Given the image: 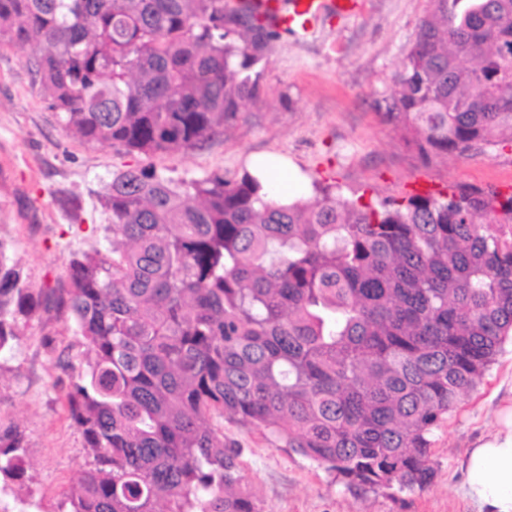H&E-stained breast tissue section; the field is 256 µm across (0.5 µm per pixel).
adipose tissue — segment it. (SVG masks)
Segmentation results:
<instances>
[{"label":"adipose tissue","instance_id":"1","mask_svg":"<svg viewBox=\"0 0 512 512\" xmlns=\"http://www.w3.org/2000/svg\"><path fill=\"white\" fill-rule=\"evenodd\" d=\"M501 423L468 453L464 494L479 512H512V406L502 410Z\"/></svg>","mask_w":512,"mask_h":512}]
</instances>
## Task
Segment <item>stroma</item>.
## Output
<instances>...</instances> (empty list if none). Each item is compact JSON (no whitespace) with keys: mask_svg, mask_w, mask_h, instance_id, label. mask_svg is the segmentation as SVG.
<instances>
[{"mask_svg":"<svg viewBox=\"0 0 512 512\" xmlns=\"http://www.w3.org/2000/svg\"><path fill=\"white\" fill-rule=\"evenodd\" d=\"M351 17H335L306 39L281 35L260 66L261 99L223 136L201 147L144 155L117 152L69 134L34 85L31 47H0V239L11 244L34 287L52 288L76 251L97 247L111 224L99 196L117 170L150 165L190 180L210 173L239 177L266 159L267 181L288 183L289 198H312L315 184L348 198H400L411 182L438 189L476 185L512 191V143L466 158L422 162L385 121L377 104L415 38L426 0H363ZM80 211H72L71 200ZM67 315L40 312L12 358L0 363V426L19 425L27 475L42 512H57L85 463L83 438L62 396L71 372L60 354L80 362ZM512 404V342L475 391L433 429L435 476L422 490L354 493L302 455L261 434L225 424L242 447V473L261 512H477L463 495L469 448L499 428Z\"/></svg>","mask_w":512,"mask_h":512,"instance_id":"35a3bbf8","label":"stroma"}]
</instances>
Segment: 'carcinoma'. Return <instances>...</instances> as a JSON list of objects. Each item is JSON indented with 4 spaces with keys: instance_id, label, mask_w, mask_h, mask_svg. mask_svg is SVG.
Instances as JSON below:
<instances>
[{
    "instance_id": "cac0c4a2",
    "label": "carcinoma",
    "mask_w": 512,
    "mask_h": 512,
    "mask_svg": "<svg viewBox=\"0 0 512 512\" xmlns=\"http://www.w3.org/2000/svg\"><path fill=\"white\" fill-rule=\"evenodd\" d=\"M280 33L225 0H0V44L86 143L193 149L260 99ZM512 0H427L384 117L427 159L512 142ZM275 201L244 173H112L102 249L33 287L0 241V354L46 300L83 348L87 462L57 512H260L224 422L373 492L434 478L429 435L512 337V194ZM25 438L0 429V488Z\"/></svg>"
}]
</instances>
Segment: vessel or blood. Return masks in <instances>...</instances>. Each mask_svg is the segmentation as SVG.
Instances as JSON below:
<instances>
[{
	"instance_id": "obj_1",
	"label": "vessel or blood",
	"mask_w": 512,
	"mask_h": 512,
	"mask_svg": "<svg viewBox=\"0 0 512 512\" xmlns=\"http://www.w3.org/2000/svg\"><path fill=\"white\" fill-rule=\"evenodd\" d=\"M230 6L246 9L272 27L304 37L333 16L357 13L358 0H228Z\"/></svg>"
}]
</instances>
